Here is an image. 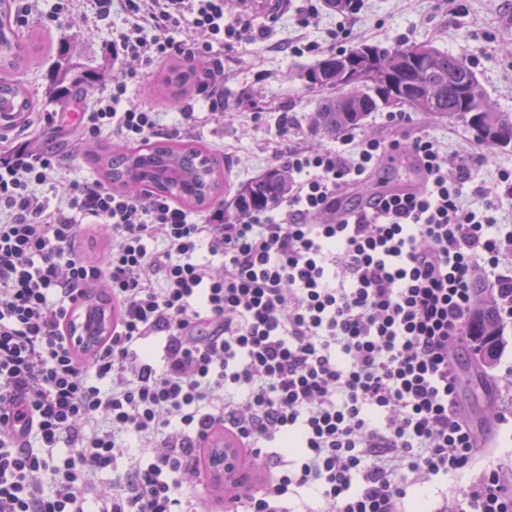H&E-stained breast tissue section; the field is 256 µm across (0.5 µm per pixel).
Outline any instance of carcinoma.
<instances>
[{"instance_id": "carcinoma-1", "label": "carcinoma", "mask_w": 512, "mask_h": 512, "mask_svg": "<svg viewBox=\"0 0 512 512\" xmlns=\"http://www.w3.org/2000/svg\"><path fill=\"white\" fill-rule=\"evenodd\" d=\"M42 50L41 41L25 38L14 28L9 0H0V115L15 125L25 123L42 110L43 102L66 104L83 97L104 77V71L88 69L59 48L44 99L35 97L13 77L22 62ZM421 51L428 67L413 72L407 67L409 54ZM351 63L359 78H343ZM392 69L398 93L408 96L407 107L431 117L456 119L476 133L477 140L490 149L512 146V113L501 112L487 103L480 92V111L469 112L457 95V88L479 83L469 63L429 44H397L390 47L359 43L340 51L299 73L304 88L319 96L311 116L315 132L338 136L357 128L383 105L379 79ZM194 71L175 65L167 81L168 100L175 104L194 86ZM98 174L116 190L136 193L150 188L177 198L188 207H203L222 187V176L203 146L189 141H167L129 146L112 155L95 153ZM288 169L275 166L236 188L233 219L242 220L252 211L276 205L290 189ZM466 335L478 344L483 362L491 365L502 347L504 321L496 304L481 300L470 312Z\"/></svg>"}]
</instances>
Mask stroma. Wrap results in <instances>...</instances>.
Instances as JSON below:
<instances>
[{"instance_id":"stroma-1","label":"stroma","mask_w":512,"mask_h":512,"mask_svg":"<svg viewBox=\"0 0 512 512\" xmlns=\"http://www.w3.org/2000/svg\"><path fill=\"white\" fill-rule=\"evenodd\" d=\"M464 8L449 14L444 0H363L358 21L342 42L331 43L324 27L310 28L311 40L318 50L297 57L282 49L293 26L291 13L277 12L273 16L254 15L255 25L268 29L267 42L250 46L249 50H233L224 54V87L236 104L206 126L186 131V138L204 144L208 150H222L224 181L228 189L250 181L266 169L277 166V156L287 140H300L315 147L335 146V138L314 133L307 121L316 108L317 99L306 91L297 72L331 54L361 42L379 45L428 42L439 50L470 61L491 101L502 111L512 112V0H462ZM56 0H40L38 10L20 25V32L41 33L50 50L38 63L26 64L18 77L31 91L43 92L49 82L60 40H68L82 65L94 67L112 50V31L125 27L127 19L114 12L99 19L91 0H71L69 16L58 24L48 23ZM170 60L155 65L145 82L130 87L128 103L153 108L162 115L163 123L175 121L178 114L162 97L163 81ZM94 97H86L73 105L57 107L46 104V111L63 109L64 130L43 138L44 149L68 156L65 181L94 177L96 170L89 158L75 154L73 125L82 109L91 107ZM293 123L287 136H280L282 117ZM412 130L423 131L435 139L447 142L450 150L466 154L481 150L474 133L455 120L436 119L414 113ZM415 175L411 158L402 157L384 163L369 179L360 182L357 191L346 194L342 203L351 206L362 201L365 193ZM500 364L487 366L480 362L475 350L458 351L454 360L457 387L462 405L473 413L495 412L501 395L491 380L499 373Z\"/></svg>"}]
</instances>
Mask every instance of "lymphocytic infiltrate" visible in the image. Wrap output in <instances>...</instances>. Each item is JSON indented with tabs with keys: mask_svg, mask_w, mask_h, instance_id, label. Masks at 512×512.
Instances as JSON below:
<instances>
[{
	"mask_svg": "<svg viewBox=\"0 0 512 512\" xmlns=\"http://www.w3.org/2000/svg\"><path fill=\"white\" fill-rule=\"evenodd\" d=\"M93 5L128 25L112 34L107 93L79 120L83 143L180 136L191 103L168 125L123 107L139 67L189 62L213 115L225 50L267 38L227 0ZM404 153L420 188L329 220L343 187ZM281 157L295 177L284 205L202 224L98 180L56 194L64 158L0 139V512H201L218 430L261 473L224 512H406L418 486L477 465L454 512H512V485L480 463L490 445L460 407L452 359L476 271L512 319V169L473 184L484 155L420 134L292 141ZM97 286L117 321L84 349L79 304Z\"/></svg>",
	"mask_w": 512,
	"mask_h": 512,
	"instance_id": "1",
	"label": "lymphocytic infiltrate"
}]
</instances>
